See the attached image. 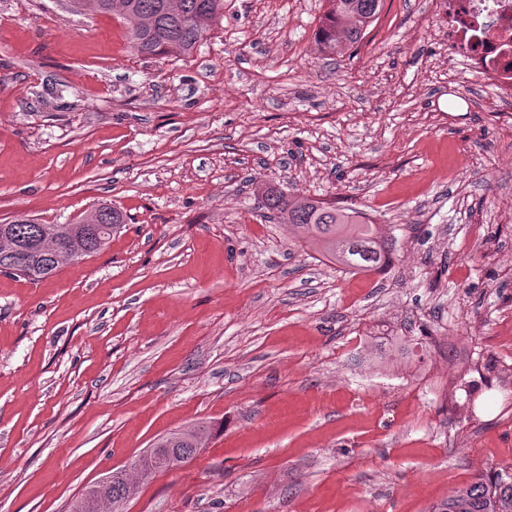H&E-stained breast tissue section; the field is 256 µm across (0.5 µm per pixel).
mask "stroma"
Instances as JSON below:
<instances>
[{"label":"stroma","instance_id":"obj_1","mask_svg":"<svg viewBox=\"0 0 512 512\" xmlns=\"http://www.w3.org/2000/svg\"><path fill=\"white\" fill-rule=\"evenodd\" d=\"M325 7L224 0L160 58L115 16L0 0V222L128 216L48 279L0 273V512H70L201 423L124 512H428L512 473V120L449 95L432 0L334 53ZM265 183L366 210L393 266L339 271ZM213 427L208 424L193 426L188 429L176 430L160 438L155 448H177L186 459H194V449L208 440L213 433Z\"/></svg>","mask_w":512,"mask_h":512}]
</instances>
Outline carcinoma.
<instances>
[{
  "label": "carcinoma",
  "mask_w": 512,
  "mask_h": 512,
  "mask_svg": "<svg viewBox=\"0 0 512 512\" xmlns=\"http://www.w3.org/2000/svg\"><path fill=\"white\" fill-rule=\"evenodd\" d=\"M319 44L326 52L343 42L360 41L377 19L383 0H325ZM78 13L114 14L126 24L132 48L146 57L188 56L212 30L224 0H71ZM268 218L301 229L304 240L349 274H373L393 262L394 243L377 233V224L364 211L321 200L290 197L272 186L263 189ZM95 224H42L18 218L4 225L0 238V272L36 282L54 274L73 256L56 253V238L64 237L89 256L104 250L127 223L126 214L106 202L96 206ZM213 433L208 424L168 433L158 448H176L194 459V449ZM97 486L72 503L71 512H96ZM130 494V478L112 480L105 501L121 502ZM429 512H512V475L479 474L469 485L454 489Z\"/></svg>",
  "instance_id": "cac0c4a2"
}]
</instances>
